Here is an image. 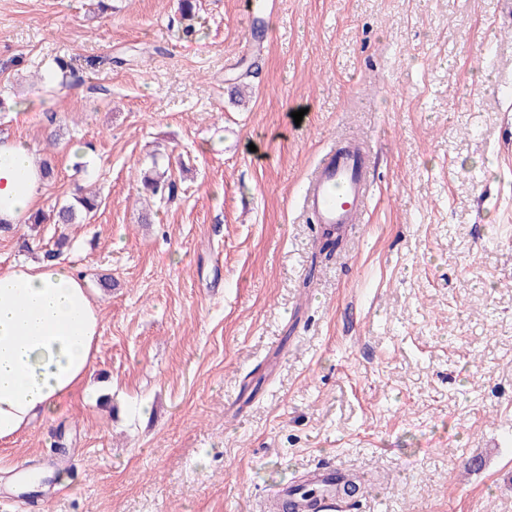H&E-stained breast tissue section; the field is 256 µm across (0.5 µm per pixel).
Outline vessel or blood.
Returning a JSON list of instances; mask_svg holds the SVG:
<instances>
[{
  "label": "vessel or blood",
  "mask_w": 512,
  "mask_h": 512,
  "mask_svg": "<svg viewBox=\"0 0 512 512\" xmlns=\"http://www.w3.org/2000/svg\"><path fill=\"white\" fill-rule=\"evenodd\" d=\"M372 185L369 154L362 144L345 141L330 147L317 160L302 196L303 209L316 223L349 229L361 223ZM336 472L330 468L310 473L311 484L321 486L312 501L315 512H340L342 500L326 492Z\"/></svg>",
  "instance_id": "vessel-or-blood-1"
}]
</instances>
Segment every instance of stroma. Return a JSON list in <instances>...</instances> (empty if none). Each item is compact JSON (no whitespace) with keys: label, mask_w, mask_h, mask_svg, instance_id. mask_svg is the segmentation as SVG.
<instances>
[{"label":"stroma","mask_w":512,"mask_h":512,"mask_svg":"<svg viewBox=\"0 0 512 512\" xmlns=\"http://www.w3.org/2000/svg\"><path fill=\"white\" fill-rule=\"evenodd\" d=\"M265 2L257 42L251 0L188 38L179 0H0V133L54 167L0 269L66 233L102 313L88 392L0 446V512H263L318 464L347 512H512V0ZM345 140L373 192L325 256L299 198ZM143 189L159 200V203L173 199L176 192V183L165 172H157L147 176L143 182ZM98 208L94 196L74 195L73 202L62 205L55 214V224H83Z\"/></svg>","instance_id":"35a3bbf8"}]
</instances>
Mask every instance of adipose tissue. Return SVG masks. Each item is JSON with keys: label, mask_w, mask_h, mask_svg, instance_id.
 <instances>
[{"label": "adipose tissue", "mask_w": 512, "mask_h": 512, "mask_svg": "<svg viewBox=\"0 0 512 512\" xmlns=\"http://www.w3.org/2000/svg\"><path fill=\"white\" fill-rule=\"evenodd\" d=\"M45 187L34 150L0 135V226L27 224ZM101 329L99 304L70 267L41 260L0 270V444L88 384Z\"/></svg>", "instance_id": "1"}]
</instances>
